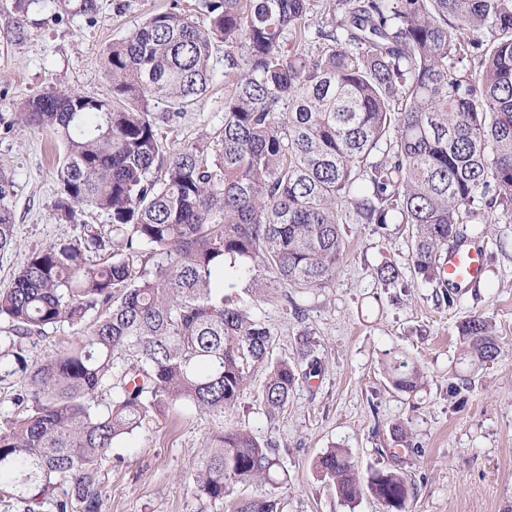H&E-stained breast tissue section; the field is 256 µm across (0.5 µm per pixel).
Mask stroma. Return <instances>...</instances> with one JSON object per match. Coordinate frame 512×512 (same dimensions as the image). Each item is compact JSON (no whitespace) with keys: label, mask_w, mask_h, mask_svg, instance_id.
I'll use <instances>...</instances> for the list:
<instances>
[{"label":"stroma","mask_w":512,"mask_h":512,"mask_svg":"<svg viewBox=\"0 0 512 512\" xmlns=\"http://www.w3.org/2000/svg\"><path fill=\"white\" fill-rule=\"evenodd\" d=\"M171 0H98L94 19L74 12L71 0H37L23 42L0 44V170L14 181L15 236L0 253V289L33 253L80 236L84 225L109 232L106 212L84 213L79 224L60 221L57 195L60 142L38 128L13 123L26 100L50 89L107 97L111 84L103 51ZM224 124V69L191 112L164 132L169 144L193 142L211 150ZM346 248L333 281L297 293L298 311L264 304L274 333V354L294 358V340L310 331L319 341L322 372L297 384L275 419L261 410L266 378L257 369L250 388L225 414L269 441L280 466L284 512H383L370 495L348 503L314 467L326 449L343 448L361 474L399 468L416 491L407 512H512V222L472 225L487 270L478 285L459 289L453 304L416 275L407 225L379 229L353 222L344 211ZM385 263L402 272V286L377 276ZM480 314L491 321L501 346L498 361L477 368L464 360L458 326ZM398 351L419 364L427 383L416 395L395 391L380 360ZM466 384L457 395L448 385ZM407 426L415 450H396L394 424ZM209 428L204 416L181 406L161 409L134 436L113 449L102 467V512H229L203 506L194 493L198 451Z\"/></svg>","instance_id":"1"}]
</instances>
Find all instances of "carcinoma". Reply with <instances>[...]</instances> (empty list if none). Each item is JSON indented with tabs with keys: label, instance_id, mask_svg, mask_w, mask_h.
<instances>
[{
	"label": "carcinoma",
	"instance_id": "carcinoma-1",
	"mask_svg": "<svg viewBox=\"0 0 512 512\" xmlns=\"http://www.w3.org/2000/svg\"><path fill=\"white\" fill-rule=\"evenodd\" d=\"M33 0H0V37L26 38ZM315 0H206L207 23L174 2L104 52L112 98L55 89L17 120L64 145L58 216L101 210L110 233L88 231L30 256L0 290V387L16 412L0 421V499L21 512H101V463L163 405L210 422L196 495L211 505L279 467L247 426L224 424L261 364L272 418L301 379L322 372L318 341L272 359L258 310L287 289L324 288L343 259L342 205L359 224L411 226L415 273L453 302L441 253L465 225L512 220V0H330L311 38ZM224 51V125L208 155L174 148L162 126L211 86ZM467 65H462V62ZM164 102L165 112L152 104ZM390 141L389 159L373 152ZM12 178L0 170V253L13 241ZM484 200V211L472 208ZM245 279L243 292L236 281ZM85 325L41 358L48 329ZM473 364L498 359L492 322L459 326ZM399 393L426 376L396 352L382 361ZM316 469L345 502L366 490L406 512L414 484L398 469L361 478L348 455ZM271 489L233 512H283Z\"/></svg>",
	"mask_w": 512,
	"mask_h": 512
}]
</instances>
